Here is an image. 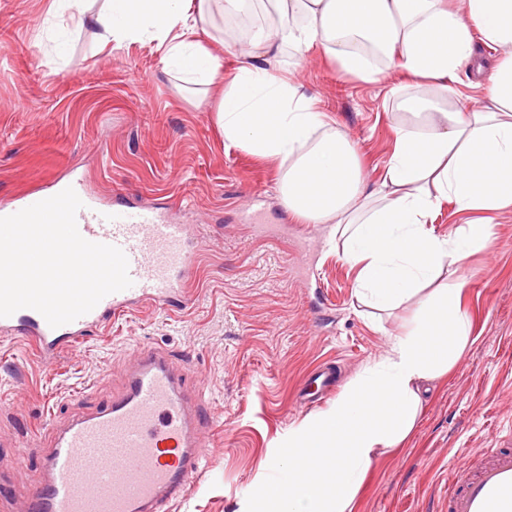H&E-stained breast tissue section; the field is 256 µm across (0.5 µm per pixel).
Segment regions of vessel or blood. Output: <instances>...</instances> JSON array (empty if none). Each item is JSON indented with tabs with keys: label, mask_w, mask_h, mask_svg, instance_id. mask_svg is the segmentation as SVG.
<instances>
[{
	"label": "vessel or blood",
	"mask_w": 512,
	"mask_h": 512,
	"mask_svg": "<svg viewBox=\"0 0 512 512\" xmlns=\"http://www.w3.org/2000/svg\"><path fill=\"white\" fill-rule=\"evenodd\" d=\"M67 186L83 203L80 235L119 247L133 284L56 328L30 308L0 317V333L33 345L47 361L140 307L186 306L198 272L186 225L151 206L102 203L80 176L50 189L56 195ZM181 377L165 353L137 349L123 393L55 434L27 512H160L184 498L207 448L201 417L186 412ZM448 512H512V448L490 449L466 475L449 473Z\"/></svg>",
	"instance_id": "b4317fda"
}]
</instances>
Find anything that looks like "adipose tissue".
Instances as JSON below:
<instances>
[{
    "label": "adipose tissue",
    "instance_id": "adipose-tissue-1",
    "mask_svg": "<svg viewBox=\"0 0 512 512\" xmlns=\"http://www.w3.org/2000/svg\"><path fill=\"white\" fill-rule=\"evenodd\" d=\"M225 17L261 8L269 31L224 33L238 68L215 110L225 141L281 170L277 191L303 224H324L357 269V300L380 312L420 304L402 334L389 336L325 410L288 430L287 459L273 458L257 480L249 512H354L379 452L402 447L414 431L425 383L444 378L473 328L455 274L492 250L493 213L512 207V0H105L87 13L54 0L72 32L92 26L102 44L156 41L164 67L208 86L224 74L220 55L189 31L207 25L213 2ZM380 50L382 61L362 51ZM295 50L283 64L284 47ZM362 82L383 81L388 66L426 94L406 96L411 122L395 130L380 182L370 185L355 142L313 108L293 77L312 48ZM481 75L480 107L457 98L465 70ZM486 211L448 237L429 229L444 202Z\"/></svg>",
    "mask_w": 512,
    "mask_h": 512
}]
</instances>
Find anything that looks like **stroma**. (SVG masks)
<instances>
[{"label": "stroma", "instance_id": "obj_1", "mask_svg": "<svg viewBox=\"0 0 512 512\" xmlns=\"http://www.w3.org/2000/svg\"><path fill=\"white\" fill-rule=\"evenodd\" d=\"M51 2L0 0V199L82 173L103 200L150 203L187 225L199 269L186 309L141 307L55 360L0 339V478L23 502L53 427L109 404L133 351L148 345L170 357L212 418L207 467L163 512H239L261 466L287 452L289 428L336 401L308 403L306 376L336 365L350 382L413 307L368 315L356 270L328 251L324 225L294 222L277 197L278 168L225 143L196 105L197 86L164 70L156 43L112 48L87 29L58 52ZM301 79L355 141L368 181L380 180L395 128L411 119L389 93L401 72L369 85L314 50ZM495 231L494 251L458 273L475 341L423 392L403 447L373 463L355 512H448L449 470L512 446V212ZM20 451L29 463L16 473Z\"/></svg>", "mask_w": 512, "mask_h": 512}]
</instances>
